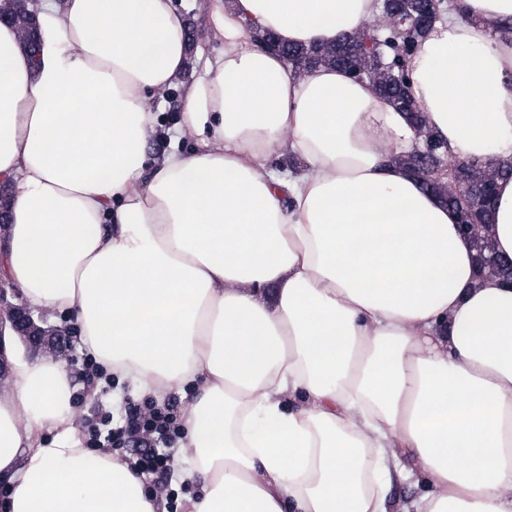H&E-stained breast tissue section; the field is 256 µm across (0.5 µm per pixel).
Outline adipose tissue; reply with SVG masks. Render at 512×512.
<instances>
[{"label": "adipose tissue", "instance_id": "ef3b65f1", "mask_svg": "<svg viewBox=\"0 0 512 512\" xmlns=\"http://www.w3.org/2000/svg\"><path fill=\"white\" fill-rule=\"evenodd\" d=\"M223 53L184 83L172 0H64L40 51L0 23V278L71 312L108 374L182 411L193 512H512V286L476 276L458 215L389 163L420 133L343 69L295 75L255 36L332 44L381 0H209ZM512 0H453L406 62L449 155L512 162ZM183 85L198 139L147 165L149 99ZM297 173L269 167L273 152ZM493 239L512 257V179ZM0 332V479L10 512H159L145 479L82 445L64 363ZM402 462L407 470L413 472L414 477L409 481L396 482L391 486L387 497L388 512L403 511L404 505H408L425 492V485L423 484L419 474V468L415 461L408 456H403Z\"/></svg>", "mask_w": 512, "mask_h": 512}]
</instances>
